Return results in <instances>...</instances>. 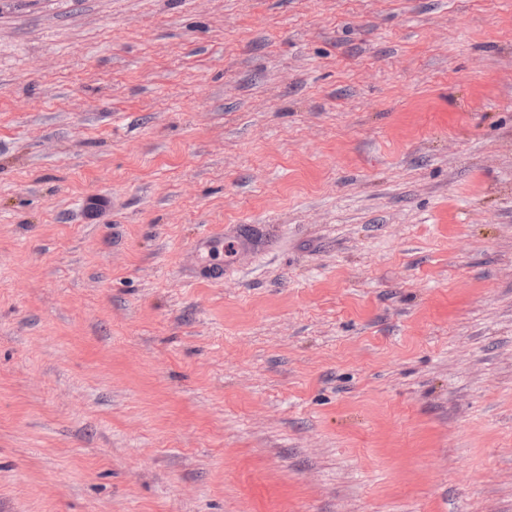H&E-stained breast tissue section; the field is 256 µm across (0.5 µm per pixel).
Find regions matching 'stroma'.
<instances>
[{
    "mask_svg": "<svg viewBox=\"0 0 512 512\" xmlns=\"http://www.w3.org/2000/svg\"><path fill=\"white\" fill-rule=\"evenodd\" d=\"M0 512H512V0H0Z\"/></svg>",
    "mask_w": 512,
    "mask_h": 512,
    "instance_id": "1",
    "label": "stroma"
}]
</instances>
